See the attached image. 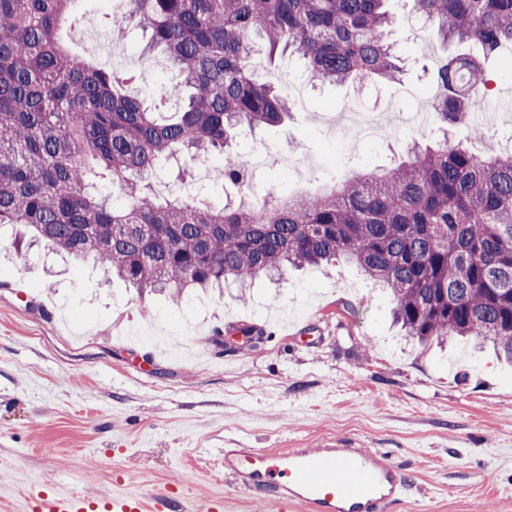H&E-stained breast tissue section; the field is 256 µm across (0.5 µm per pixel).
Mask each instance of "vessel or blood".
Instances as JSON below:
<instances>
[{
  "label": "vessel or blood",
  "mask_w": 512,
  "mask_h": 512,
  "mask_svg": "<svg viewBox=\"0 0 512 512\" xmlns=\"http://www.w3.org/2000/svg\"><path fill=\"white\" fill-rule=\"evenodd\" d=\"M410 475L381 448H237L224 454V483L234 491L280 508L300 503L308 512H395L405 499ZM224 495L198 497L42 493L29 512H224Z\"/></svg>",
  "instance_id": "1"
}]
</instances>
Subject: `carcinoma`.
<instances>
[{
  "label": "carcinoma",
  "instance_id": "carcinoma-1",
  "mask_svg": "<svg viewBox=\"0 0 512 512\" xmlns=\"http://www.w3.org/2000/svg\"><path fill=\"white\" fill-rule=\"evenodd\" d=\"M76 0H0V229L33 228L76 260L91 257L137 293L244 287L288 268L342 258L390 290L396 322L419 343L474 336L512 364V149L471 153L448 131L468 127L485 60L512 48V0H408L445 43H474L437 72L442 138L421 133L388 168L328 177L313 195L270 187L262 201L213 211L191 193L155 192L170 162L218 151L215 183L252 175L226 150L242 129L283 122L290 105L250 64L253 38L303 63L308 78L353 84L396 80L403 61L387 41L392 0H121L182 80L153 112L125 89L128 72L72 53L57 37ZM110 172L112 193L90 179Z\"/></svg>",
  "mask_w": 512,
  "mask_h": 512
}]
</instances>
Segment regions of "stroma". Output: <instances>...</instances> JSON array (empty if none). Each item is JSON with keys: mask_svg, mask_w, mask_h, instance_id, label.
<instances>
[{"mask_svg": "<svg viewBox=\"0 0 512 512\" xmlns=\"http://www.w3.org/2000/svg\"><path fill=\"white\" fill-rule=\"evenodd\" d=\"M92 32L110 36L111 56L94 40L76 43L104 68L128 62L141 75L132 91L154 105L179 72L141 34L123 35L110 0H77ZM401 13L388 40L405 59L398 82L325 84L310 109L235 139L243 158L288 151L296 164L283 192L316 191L325 170L377 169L402 157L418 127L431 55H475L473 44L408 39ZM494 90L472 121L485 140L478 155L512 135V66L485 62ZM377 115V137L336 144L330 121L348 110ZM17 224L0 234V512H25L35 491L109 496L208 495L224 487L228 448H321L351 438L406 462L411 486L398 512H512V366L472 340L420 346L391 316L388 290L343 262L292 269L259 280L249 297L228 288L138 300L93 261L25 246ZM266 331L255 348L218 349L215 331ZM170 336L179 353L151 358L150 339Z\"/></svg>", "mask_w": 512, "mask_h": 512, "instance_id": "35a3bbf8", "label": "stroma"}]
</instances>
